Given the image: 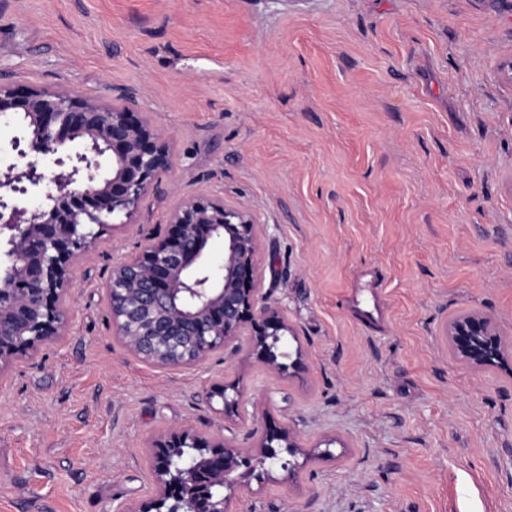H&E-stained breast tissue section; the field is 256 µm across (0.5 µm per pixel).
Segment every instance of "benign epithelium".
I'll return each instance as SVG.
<instances>
[{
	"label": "benign epithelium",
	"mask_w": 512,
	"mask_h": 512,
	"mask_svg": "<svg viewBox=\"0 0 512 512\" xmlns=\"http://www.w3.org/2000/svg\"><path fill=\"white\" fill-rule=\"evenodd\" d=\"M0 120L21 135L23 164L0 172V379L65 335L74 269L114 224L131 223L151 185L172 170L170 142L136 108L133 96L103 107L67 86L52 91L0 81ZM109 159L108 166L101 158ZM262 228L239 203L208 196L179 203L165 234L112 270L107 292L115 336L134 356L162 366L193 365L249 337L248 352L276 375L290 328L260 288ZM224 240L211 266L209 240ZM448 349L472 368L502 366L512 352L488 315L466 311L445 326ZM236 416L243 393L219 391ZM156 493L126 512H228L235 491L270 479L266 463L294 472L301 453L292 432L265 421L251 448L187 425L148 443Z\"/></svg>",
	"instance_id": "7a95c632"
}]
</instances>
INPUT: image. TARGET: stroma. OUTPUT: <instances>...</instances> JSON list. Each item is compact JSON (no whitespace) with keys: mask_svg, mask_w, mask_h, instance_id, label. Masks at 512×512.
Returning a JSON list of instances; mask_svg holds the SVG:
<instances>
[{"mask_svg":"<svg viewBox=\"0 0 512 512\" xmlns=\"http://www.w3.org/2000/svg\"><path fill=\"white\" fill-rule=\"evenodd\" d=\"M510 61L512 0H0V74L133 95L174 163L80 257L66 335L0 379V512H122L156 433L249 448L267 416L312 455L231 512H512V374L443 337L479 310L512 340ZM199 194L261 223L299 370L162 367L114 335L113 267Z\"/></svg>","mask_w":512,"mask_h":512,"instance_id":"35a3bbf8","label":"stroma"}]
</instances>
